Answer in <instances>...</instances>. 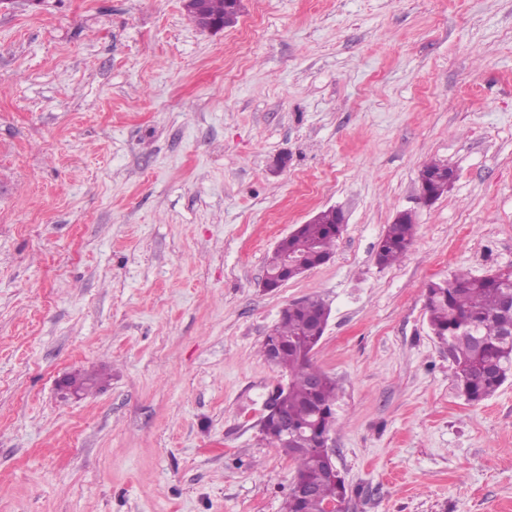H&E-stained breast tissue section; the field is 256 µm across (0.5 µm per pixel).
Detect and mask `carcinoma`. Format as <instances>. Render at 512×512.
Wrapping results in <instances>:
<instances>
[{"instance_id": "1", "label": "carcinoma", "mask_w": 512, "mask_h": 512, "mask_svg": "<svg viewBox=\"0 0 512 512\" xmlns=\"http://www.w3.org/2000/svg\"><path fill=\"white\" fill-rule=\"evenodd\" d=\"M342 229L341 215L324 210L315 221L299 225L284 248L316 265L331 257ZM414 235L410 214L395 218L378 244V263L399 261ZM426 310L432 334L448 345L460 393L472 404L493 395L512 374V273L476 278L462 272L433 283L427 289ZM326 311L321 300L308 298L284 309L277 324L281 349L275 366L288 373L289 381L275 388V399L298 431L294 447L282 448V453L292 459L294 477L319 491L318 498L308 501L288 494L283 512H322L329 502L342 512L350 510L349 491L331 477L328 459L316 444L335 423L339 391L336 380L313 366L309 355L322 339L313 332ZM313 378L320 384L312 385Z\"/></svg>"}]
</instances>
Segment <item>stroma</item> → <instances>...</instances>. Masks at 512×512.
Segmentation results:
<instances>
[{
	"mask_svg": "<svg viewBox=\"0 0 512 512\" xmlns=\"http://www.w3.org/2000/svg\"><path fill=\"white\" fill-rule=\"evenodd\" d=\"M431 161L455 180L424 204ZM330 207L331 259L262 288ZM507 268L512 0H244L216 33L182 0L0 8V512H281L262 344L309 297L350 512H512V378L468 403L425 308ZM415 235V224L409 213L396 217L388 224L384 238L380 240L377 249L378 263L389 266L399 261L411 245Z\"/></svg>",
	"mask_w": 512,
	"mask_h": 512,
	"instance_id": "stroma-1",
	"label": "stroma"
}]
</instances>
